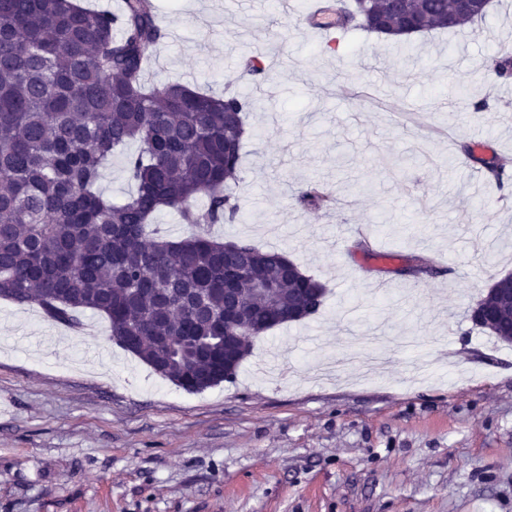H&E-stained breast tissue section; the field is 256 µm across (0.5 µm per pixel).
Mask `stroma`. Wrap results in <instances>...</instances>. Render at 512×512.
Returning <instances> with one entry per match:
<instances>
[{
  "mask_svg": "<svg viewBox=\"0 0 512 512\" xmlns=\"http://www.w3.org/2000/svg\"><path fill=\"white\" fill-rule=\"evenodd\" d=\"M169 38L147 81L222 90L249 57L235 188L213 227L325 284L310 318L254 337L235 376L189 393L78 325L0 299V512H512V343L467 311L512 273V0L414 38L334 40L308 0H153ZM490 144L470 164L462 148ZM316 181L337 197L296 203ZM374 225L389 265L345 228ZM438 274H396L407 258ZM388 291H380L382 283Z\"/></svg>",
  "mask_w": 512,
  "mask_h": 512,
  "instance_id": "obj_1",
  "label": "stroma"
}]
</instances>
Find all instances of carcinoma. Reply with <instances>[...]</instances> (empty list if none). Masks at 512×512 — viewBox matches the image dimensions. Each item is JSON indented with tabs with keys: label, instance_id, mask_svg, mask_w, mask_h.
<instances>
[{
	"label": "carcinoma",
	"instance_id": "1",
	"mask_svg": "<svg viewBox=\"0 0 512 512\" xmlns=\"http://www.w3.org/2000/svg\"><path fill=\"white\" fill-rule=\"evenodd\" d=\"M452 9V0L336 3L341 24L388 39L446 30ZM166 38L152 0H121L115 16L80 0H0V299L72 325L97 313L111 341L198 393L227 379L224 338L240 337L234 372L250 337L314 315L326 288L286 254L249 243V271L232 287L252 299L250 312L224 318V241L210 229L242 216L234 188L254 100L148 85V53ZM234 81L259 84L267 74L249 58ZM132 142L126 172L135 190L117 203L97 189L100 170ZM298 203L319 210L335 199L312 182ZM164 209L192 231L148 233ZM399 273L436 268L416 258ZM496 287L476 305L489 304L497 321L472 323L512 342L499 327L512 299Z\"/></svg>",
	"mask_w": 512,
	"mask_h": 512
}]
</instances>
